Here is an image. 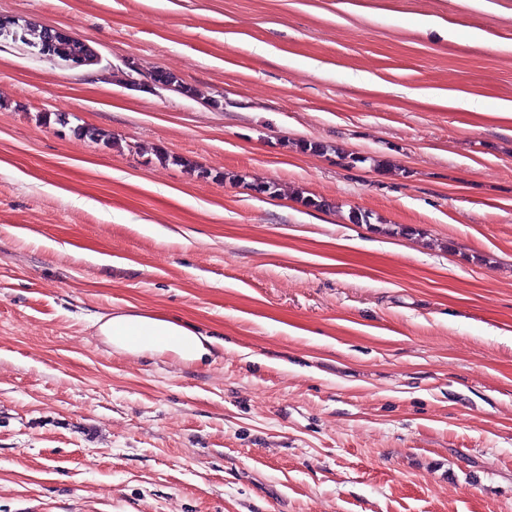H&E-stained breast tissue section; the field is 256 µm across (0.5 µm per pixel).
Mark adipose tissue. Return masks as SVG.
<instances>
[{"label":"adipose tissue","instance_id":"adipose-tissue-1","mask_svg":"<svg viewBox=\"0 0 512 512\" xmlns=\"http://www.w3.org/2000/svg\"><path fill=\"white\" fill-rule=\"evenodd\" d=\"M99 331L109 344L131 354L171 353L185 361L210 357V335L180 320L138 311H119L101 319Z\"/></svg>","mask_w":512,"mask_h":512}]
</instances>
